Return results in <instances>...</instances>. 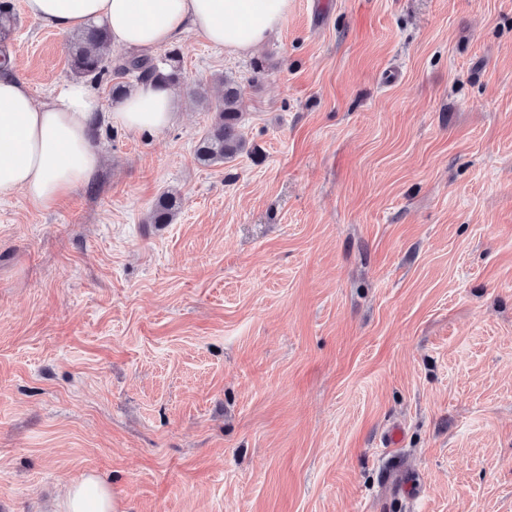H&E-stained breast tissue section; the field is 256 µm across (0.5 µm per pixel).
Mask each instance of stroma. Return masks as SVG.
Here are the masks:
<instances>
[{
	"instance_id": "1",
	"label": "stroma",
	"mask_w": 512,
	"mask_h": 512,
	"mask_svg": "<svg viewBox=\"0 0 512 512\" xmlns=\"http://www.w3.org/2000/svg\"><path fill=\"white\" fill-rule=\"evenodd\" d=\"M12 4L47 101L66 36ZM179 45L168 129L0 199V512L88 475L120 512H512V0H293L246 55ZM226 75L248 149L205 167L191 90ZM182 199L175 191H164L154 201L148 216L152 224H172L181 213Z\"/></svg>"
}]
</instances>
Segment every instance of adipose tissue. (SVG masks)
I'll return each mask as SVG.
<instances>
[{
	"mask_svg": "<svg viewBox=\"0 0 512 512\" xmlns=\"http://www.w3.org/2000/svg\"><path fill=\"white\" fill-rule=\"evenodd\" d=\"M291 0H24L44 25L70 32L105 24L114 47L148 54L190 30L214 48L234 55L254 50L275 32ZM176 110L172 89L144 81L115 105L109 123L159 133ZM100 100L83 80L65 84L49 101L36 102L16 75L0 76V199L23 190L49 208L74 187L91 182L100 156L92 144ZM61 512H119L110 487L89 476L68 486Z\"/></svg>",
	"mask_w": 512,
	"mask_h": 512,
	"instance_id": "obj_1",
	"label": "adipose tissue"
}]
</instances>
